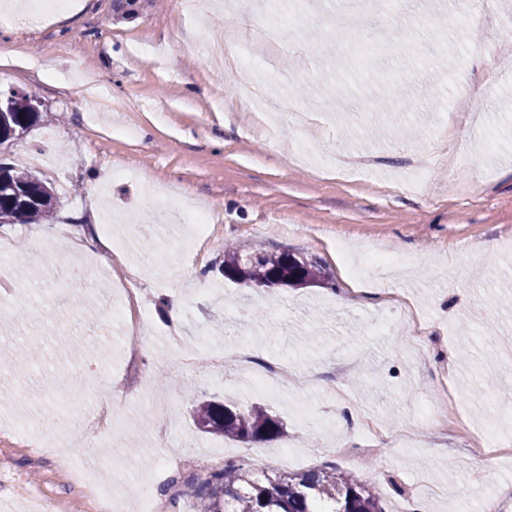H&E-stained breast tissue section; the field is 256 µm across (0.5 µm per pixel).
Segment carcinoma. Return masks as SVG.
Returning a JSON list of instances; mask_svg holds the SVG:
<instances>
[{
  "instance_id": "cac0c4a2",
  "label": "carcinoma",
  "mask_w": 512,
  "mask_h": 512,
  "mask_svg": "<svg viewBox=\"0 0 512 512\" xmlns=\"http://www.w3.org/2000/svg\"><path fill=\"white\" fill-rule=\"evenodd\" d=\"M30 98L14 95L0 112V138L23 131L37 121ZM54 206L51 188L36 175L0 164V224H39ZM224 277L256 287H297L327 279L317 261L290 251H272L262 244L224 249ZM194 420L204 433L238 441L288 438L287 426L261 405L241 407L205 400L194 408ZM198 512H317L319 503L332 512H385L375 487L330 467L302 474L257 470L227 462L191 485Z\"/></svg>"
}]
</instances>
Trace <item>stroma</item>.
I'll return each instance as SVG.
<instances>
[{
  "label": "stroma",
  "instance_id": "stroma-1",
  "mask_svg": "<svg viewBox=\"0 0 512 512\" xmlns=\"http://www.w3.org/2000/svg\"><path fill=\"white\" fill-rule=\"evenodd\" d=\"M302 0L306 23L255 42L259 0L195 19L176 0H72L69 8L19 22L0 8V92L36 98L39 118L0 146V162L25 168L36 147L57 161L34 173L54 191L41 224H0L18 283L0 315V459L73 512L85 504L49 456L25 443L67 439L79 464L123 496L124 512H148L137 494L161 435L183 441L193 463L177 473L176 499L153 488L161 512H197L186 481L210 470L209 452L279 472L321 465L355 472L377 487L386 512L410 499L420 512H459L467 493L512 512V457L485 474L454 430L498 420L512 440V0L492 8L457 0ZM488 38L472 51L474 30ZM255 44L271 77L297 76L293 89L312 114L272 130L239 97L249 70L241 45ZM122 101L95 114L86 79ZM96 92V93H97ZM152 182L186 208L209 211L215 232L201 251L183 241L178 213L147 203ZM121 216L127 259L97 251L86 279L71 286L64 245L100 232L104 212ZM55 242L48 255L32 238ZM343 240L363 264L365 246L408 257L406 280L365 277L352 292L332 244ZM262 243L317 259L332 282L250 288L219 269L227 242ZM160 275L138 281L139 329L113 316L117 284L132 266ZM181 297L182 345L167 339L163 296ZM263 317L244 324L241 310ZM393 312L387 334L372 316ZM422 331L425 354L398 337ZM206 336L217 355L172 373L167 362ZM249 341L262 360L299 369L304 389L241 388L233 357ZM153 374L136 394L119 392L128 353ZM353 362L347 376L338 361ZM112 389L110 432L91 413ZM261 404L288 425L284 440L238 442L200 432L197 401ZM364 408L388 440L371 455L351 413Z\"/></svg>",
  "mask_w": 512,
  "mask_h": 512
}]
</instances>
